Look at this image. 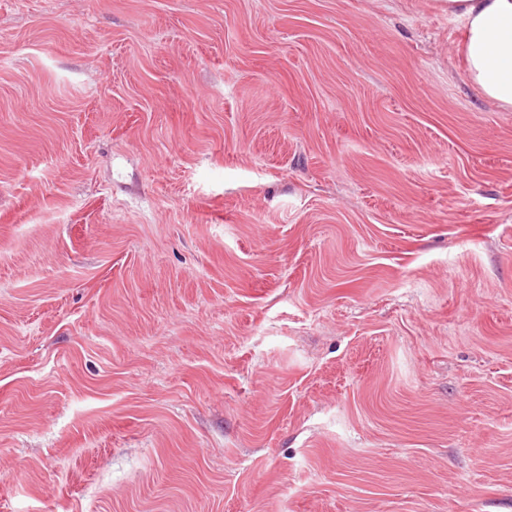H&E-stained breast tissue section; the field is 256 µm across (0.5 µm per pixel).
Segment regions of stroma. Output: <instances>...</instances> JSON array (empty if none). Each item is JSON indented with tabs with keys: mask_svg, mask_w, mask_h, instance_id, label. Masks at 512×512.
<instances>
[{
	"mask_svg": "<svg viewBox=\"0 0 512 512\" xmlns=\"http://www.w3.org/2000/svg\"><path fill=\"white\" fill-rule=\"evenodd\" d=\"M442 0H0V512H512V111Z\"/></svg>",
	"mask_w": 512,
	"mask_h": 512,
	"instance_id": "stroma-1",
	"label": "stroma"
}]
</instances>
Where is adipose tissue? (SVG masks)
<instances>
[{
	"mask_svg": "<svg viewBox=\"0 0 512 512\" xmlns=\"http://www.w3.org/2000/svg\"><path fill=\"white\" fill-rule=\"evenodd\" d=\"M460 23L456 54L465 77L487 100L512 109V0H447Z\"/></svg>",
	"mask_w": 512,
	"mask_h": 512,
	"instance_id": "obj_1",
	"label": "adipose tissue"
}]
</instances>
